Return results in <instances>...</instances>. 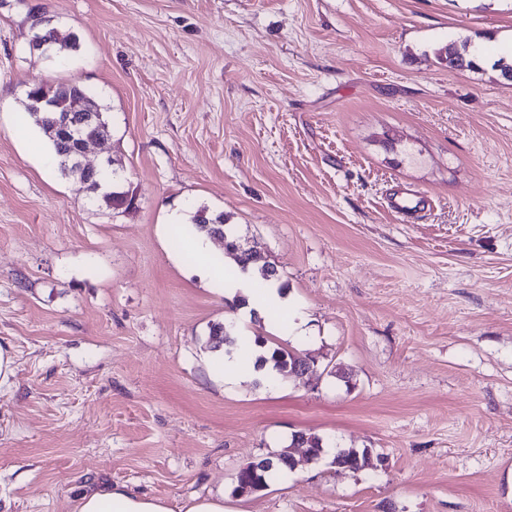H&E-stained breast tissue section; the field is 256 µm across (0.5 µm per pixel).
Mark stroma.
Listing matches in <instances>:
<instances>
[{"label":"stroma","instance_id":"35a3bbf8","mask_svg":"<svg viewBox=\"0 0 512 512\" xmlns=\"http://www.w3.org/2000/svg\"><path fill=\"white\" fill-rule=\"evenodd\" d=\"M32 11L80 41L56 68ZM484 45L477 70L438 51ZM512 0H0V512L119 485L237 512H512ZM77 82L134 209L47 167L26 92ZM429 200L416 220L390 195ZM224 213L308 319V374L225 383L212 325L287 346L172 211ZM287 478L232 494L291 447ZM370 448L382 466H333ZM265 460L269 462V465L266 467L255 469L254 462H250L238 470L233 489L235 494L242 496L246 492V496H250L263 491L268 487V474L271 470L280 465L286 466L289 469L293 468L286 448L272 457H267ZM370 450V451H369ZM372 449L369 448H347L336 452L335 459L340 463L341 468L351 471H360L366 468L371 457L368 456ZM178 512H237L225 505L224 491L195 496L180 505Z\"/></svg>","mask_w":512,"mask_h":512}]
</instances>
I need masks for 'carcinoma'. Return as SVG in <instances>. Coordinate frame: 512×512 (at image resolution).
<instances>
[{
    "instance_id": "cac0c4a2",
    "label": "carcinoma",
    "mask_w": 512,
    "mask_h": 512,
    "mask_svg": "<svg viewBox=\"0 0 512 512\" xmlns=\"http://www.w3.org/2000/svg\"><path fill=\"white\" fill-rule=\"evenodd\" d=\"M29 20L31 36L41 35L48 38L51 44L57 46V53L60 57L65 58L79 49V39L76 34L64 33L58 28L50 26L42 13H29ZM470 48H472L471 43L462 40L455 44V50L445 51L448 68L459 70L477 68L478 63L471 56ZM41 92L52 99V106L47 110L37 112L28 103L26 111L33 118L55 153L61 175L82 182L87 190L98 196L100 205L112 213L120 214L129 211L134 207L136 195L124 187L117 169L112 165L106 166L97 171L94 177L86 178L79 168L66 162V158L74 151L75 144L55 129L56 117L73 112L80 102L91 105L101 113L106 112V109L86 87L76 83L47 84L45 88L41 89ZM190 221L199 231L206 233L211 229H226L228 218L222 213H214L207 207L200 206L191 212ZM224 243L227 253L234 257L241 270L245 271L249 267L257 265L262 278L274 282L278 280L277 268L267 261H261V257L241 249L238 238H227ZM209 336L213 344L224 346V352L227 354L251 343L257 347L266 348L267 355L258 358V367L262 368L270 361L273 363V369L280 375L296 373L305 364L313 362V359L308 356H301L279 346H268L267 339L259 334L254 335V339L250 340L248 337L240 335L233 326L215 324L210 328ZM295 441L298 442L299 447L309 449L314 456L323 453V440L315 434L299 432L295 434ZM335 459L344 469L360 471L366 468L370 460L369 449H340L336 452ZM267 461L269 465L263 468H255L252 462L242 466L236 474L233 492L240 496L243 494L253 495L268 487V474L271 470L280 465L293 468L286 449L267 458Z\"/></svg>"
}]
</instances>
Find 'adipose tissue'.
<instances>
[{
	"label": "adipose tissue",
	"mask_w": 512,
	"mask_h": 512,
	"mask_svg": "<svg viewBox=\"0 0 512 512\" xmlns=\"http://www.w3.org/2000/svg\"><path fill=\"white\" fill-rule=\"evenodd\" d=\"M225 294L228 297L245 298L239 314L248 319L253 315H264L277 310L287 319V330L293 339L306 336L304 319L292 309L287 293L278 288H256L250 274L241 272L236 266H229L226 273ZM74 512H233L225 503L223 493L195 496L172 508L162 498L148 496L123 486H104L83 494L77 501Z\"/></svg>",
	"instance_id": "1"
}]
</instances>
